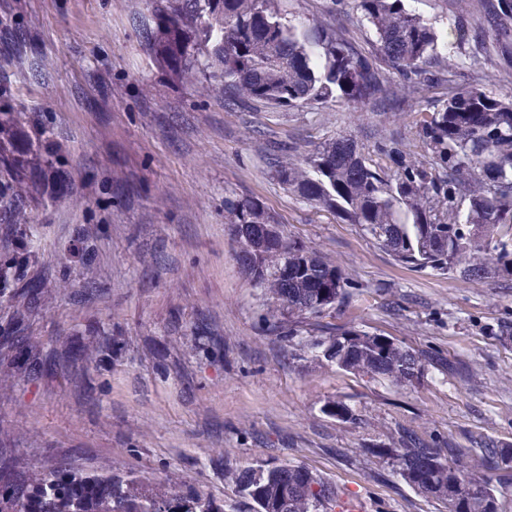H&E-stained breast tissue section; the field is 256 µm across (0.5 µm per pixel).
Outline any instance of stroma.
Listing matches in <instances>:
<instances>
[{
  "label": "stroma",
  "instance_id": "1",
  "mask_svg": "<svg viewBox=\"0 0 512 512\" xmlns=\"http://www.w3.org/2000/svg\"><path fill=\"white\" fill-rule=\"evenodd\" d=\"M467 3L455 0L451 13L436 0L415 8L448 36L438 51L451 86L504 92L493 41L474 44L455 31L454 13ZM7 11L38 47L24 59L1 55L0 80L21 122L65 144L73 180L72 190L26 213L32 248L53 270L29 333L41 340L98 325L125 340L93 409L76 386L79 370L50 369L34 383L0 378V424L13 432L20 463L48 470L62 461L79 474L129 475L157 490L198 487L222 512H254L239 474L273 459L307 467L360 497L368 512H444L362 449L389 442L401 426L442 447L472 433L512 443V344L495 335L512 321V275L468 279L400 264L359 226L291 196L266 172L253 136L261 125L308 146L375 131L419 156L412 113L352 104L225 111L223 83L171 72L148 45L146 0H0V14ZM105 189L122 190L124 200L106 213L93 265L71 266L76 230L95 223ZM232 193L262 199L290 235L344 273L349 297L333 312L336 324L441 353L459 373L430 368L400 385L319 364L296 343L263 335L270 300L240 275L224 224ZM136 224L166 242L173 265L161 276L145 274L131 243ZM90 278L107 294L72 304L71 290ZM176 311L182 328L172 334ZM202 311L224 342L223 357L194 348ZM150 338L168 352L167 375L156 371ZM329 400L348 404L355 421L322 414Z\"/></svg>",
  "mask_w": 512,
  "mask_h": 512
}]
</instances>
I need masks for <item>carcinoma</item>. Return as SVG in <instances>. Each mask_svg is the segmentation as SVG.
<instances>
[{"instance_id":"obj_1","label":"carcinoma","mask_w":512,"mask_h":512,"mask_svg":"<svg viewBox=\"0 0 512 512\" xmlns=\"http://www.w3.org/2000/svg\"><path fill=\"white\" fill-rule=\"evenodd\" d=\"M148 2L153 26L147 36L170 68L198 67L223 82L229 112L312 104L398 112L406 105L401 87L429 93L448 83L436 57L440 34L409 9L411 0H340L333 20L312 30L292 25L273 0ZM351 13L374 27L370 47L349 37ZM457 28L474 43L492 38L500 69L512 76V0H473ZM0 40L20 57L37 46L35 36L14 27L10 14L0 18ZM415 126L426 154L422 159L396 140L371 149L343 135L304 152L294 142L268 140L262 159L292 196L343 224L358 225L405 266L471 278L484 274L488 262L512 273V94L462 86L430 97ZM290 156L297 162H289ZM64 165L62 147L54 142L43 146L39 165L32 163L23 138L14 139L10 152L0 156V237L6 247L0 256V296L22 303L12 320L0 325V366L30 382L48 361L99 375L103 363L118 359L124 347L122 337L90 328L85 336L58 337L59 347L48 354L28 334L47 273L35 269L29 249L33 225L19 218L41 196L56 191L55 176ZM224 220L237 244L240 273L271 296V315L263 323L267 334L290 342L301 333L299 320L311 319L315 335L307 348L313 359L396 383L418 380L429 365L453 369L439 353L326 320L347 299V278L285 233L259 198L224 196ZM475 223L488 225L490 233L472 236L469 225ZM102 233L101 223L78 230L72 262L90 265ZM132 242L151 249L152 270L165 268L161 243L142 240L138 226ZM104 293L89 281L71 299L81 304ZM194 336L200 351L224 356L207 314L197 317ZM321 412L354 420L341 401L325 402ZM470 444L450 441L437 448L402 429L393 447L373 444L365 452L391 461L406 485L448 512H499V496L512 485V443L477 435ZM240 484L256 512H328L336 496L335 487L307 468L271 461L242 473ZM0 512H218V507L198 488L147 493L128 476L89 479L79 486L63 463L49 471L25 468L5 430L0 431Z\"/></svg>"}]
</instances>
